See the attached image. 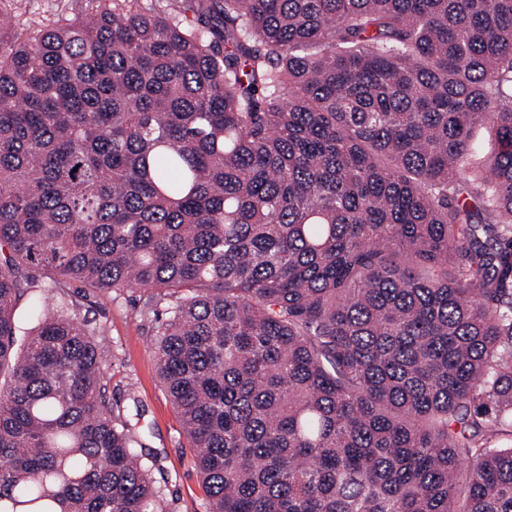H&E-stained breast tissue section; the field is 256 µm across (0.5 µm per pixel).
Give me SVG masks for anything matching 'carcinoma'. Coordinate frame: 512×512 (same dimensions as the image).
<instances>
[{
	"mask_svg": "<svg viewBox=\"0 0 512 512\" xmlns=\"http://www.w3.org/2000/svg\"><path fill=\"white\" fill-rule=\"evenodd\" d=\"M73 284L147 292L205 512H512V0L0 26V512H167Z\"/></svg>",
	"mask_w": 512,
	"mask_h": 512,
	"instance_id": "carcinoma-1",
	"label": "carcinoma"
}]
</instances>
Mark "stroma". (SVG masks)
<instances>
[{
	"mask_svg": "<svg viewBox=\"0 0 512 512\" xmlns=\"http://www.w3.org/2000/svg\"><path fill=\"white\" fill-rule=\"evenodd\" d=\"M109 0H23L15 12L9 0H0V21L13 30L26 21L49 26L61 18L86 17ZM143 291L119 295L99 293L82 300L89 318L104 330L109 351L106 357V393L120 406L138 399L144 413L133 429L135 438L159 453V465L170 512H204V494L195 468V452L174 411L158 375L154 324L141 315Z\"/></svg>",
	"mask_w": 512,
	"mask_h": 512,
	"instance_id": "stroma-1",
	"label": "stroma"
}]
</instances>
